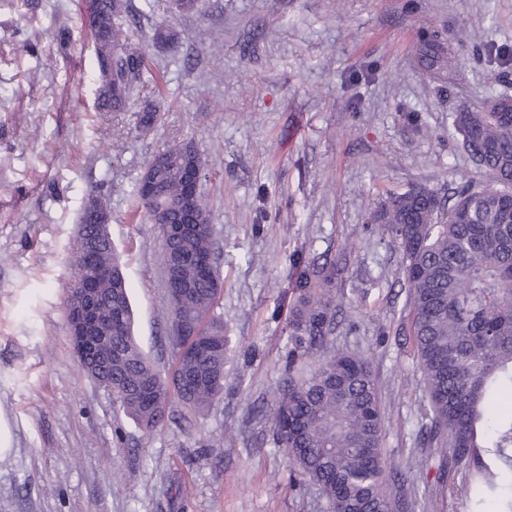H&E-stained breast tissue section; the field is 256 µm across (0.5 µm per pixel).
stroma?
I'll list each match as a JSON object with an SVG mask.
<instances>
[{
  "label": "stroma",
  "instance_id": "stroma-1",
  "mask_svg": "<svg viewBox=\"0 0 512 512\" xmlns=\"http://www.w3.org/2000/svg\"><path fill=\"white\" fill-rule=\"evenodd\" d=\"M94 0H0V512H329L272 440L296 256L334 259L344 303L326 352L361 354L379 388L381 449L402 512H471L461 474L440 479L406 334L401 255L373 215L415 186L447 199L482 177L452 121L512 95V0H205L155 12L131 0L158 92L128 111L95 106ZM180 35L155 43L156 25ZM470 37L458 43V24ZM452 42L451 83L415 57ZM158 110L136 129L144 107ZM193 142L218 242L216 316L232 341L224 396L171 400L145 432L83 373L65 287L77 218L107 194L134 333L172 365L157 225L133 190L154 156Z\"/></svg>",
  "mask_w": 512,
  "mask_h": 512
}]
</instances>
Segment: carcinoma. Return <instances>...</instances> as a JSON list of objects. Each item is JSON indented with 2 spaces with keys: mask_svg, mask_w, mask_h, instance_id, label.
<instances>
[{
  "mask_svg": "<svg viewBox=\"0 0 512 512\" xmlns=\"http://www.w3.org/2000/svg\"><path fill=\"white\" fill-rule=\"evenodd\" d=\"M127 0H95V102L100 112H125L130 99L150 85L146 53L134 37ZM427 68L452 50L437 36L420 42ZM453 126L483 179L438 204L429 189L393 195L375 216L401 254L410 319L409 336L428 395L422 414L431 418L429 445L444 466L462 470L472 512H512V95H496L478 107L463 106ZM189 169L205 171L191 143L155 156L157 196L147 202L136 187L138 207L158 225L166 282L186 300L169 307L197 330L192 341L173 342L174 368L162 375L133 333V314L112 238L97 224L110 210L102 189L83 205L71 256L74 282L93 281L100 330L112 336V362L83 365L113 403L151 432L164 423L171 398L196 412L224 394L228 337L215 317L223 287L219 268L203 274L176 255H215V231L203 195L182 198ZM187 211L198 230L170 240L163 224ZM288 313V368L316 358L333 331L336 264L299 257ZM273 441L302 480L317 487L331 512H399L380 448L382 416L368 361L357 353L325 357L305 376L288 373L270 409Z\"/></svg>",
  "mask_w": 512,
  "mask_h": 512,
  "instance_id": "1",
  "label": "carcinoma"
}]
</instances>
